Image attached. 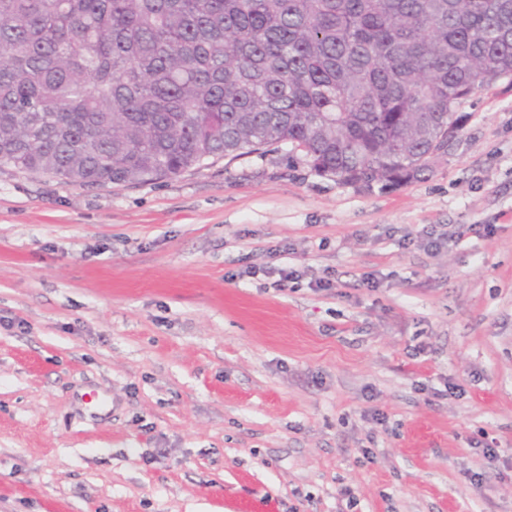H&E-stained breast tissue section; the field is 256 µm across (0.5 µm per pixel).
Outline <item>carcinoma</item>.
<instances>
[{
    "label": "carcinoma",
    "mask_w": 512,
    "mask_h": 512,
    "mask_svg": "<svg viewBox=\"0 0 512 512\" xmlns=\"http://www.w3.org/2000/svg\"><path fill=\"white\" fill-rule=\"evenodd\" d=\"M512 85V0H0V169L105 186L289 145L411 183Z\"/></svg>",
    "instance_id": "1"
}]
</instances>
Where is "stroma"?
Returning <instances> with one entry per match:
<instances>
[{
  "label": "stroma",
  "instance_id": "35a3bbf8",
  "mask_svg": "<svg viewBox=\"0 0 512 512\" xmlns=\"http://www.w3.org/2000/svg\"><path fill=\"white\" fill-rule=\"evenodd\" d=\"M464 110L393 189L0 170V512H512V85Z\"/></svg>",
  "mask_w": 512,
  "mask_h": 512
}]
</instances>
